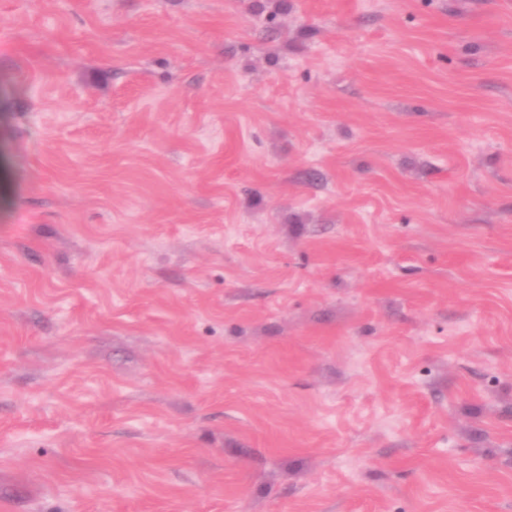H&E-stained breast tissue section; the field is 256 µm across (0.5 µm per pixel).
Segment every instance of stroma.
Wrapping results in <instances>:
<instances>
[{
  "mask_svg": "<svg viewBox=\"0 0 512 512\" xmlns=\"http://www.w3.org/2000/svg\"><path fill=\"white\" fill-rule=\"evenodd\" d=\"M0 512H512V0H0Z\"/></svg>",
  "mask_w": 512,
  "mask_h": 512,
  "instance_id": "35a3bbf8",
  "label": "stroma"
}]
</instances>
